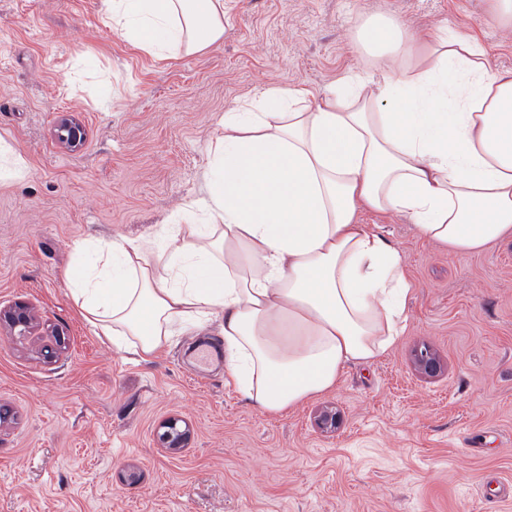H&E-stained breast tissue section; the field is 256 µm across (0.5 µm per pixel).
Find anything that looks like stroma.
<instances>
[{"mask_svg":"<svg viewBox=\"0 0 512 512\" xmlns=\"http://www.w3.org/2000/svg\"><path fill=\"white\" fill-rule=\"evenodd\" d=\"M490 0H227L223 39L159 60L118 36L100 0H0V138L27 160L0 184V309L27 304L28 336L0 326V512H512V236L477 253L429 243L403 214L362 212L403 256L402 336L345 367L334 390L268 415L190 350L217 324L135 362L96 334L64 279L77 244L136 238L205 200L225 112L269 87L320 93L370 71L361 21L413 38L474 35L512 69V26ZM87 130L63 149L60 113ZM442 363L420 375L412 353ZM335 411V427L318 417ZM179 419L186 447L164 448Z\"/></svg>","mask_w":512,"mask_h":512,"instance_id":"1","label":"stroma"}]
</instances>
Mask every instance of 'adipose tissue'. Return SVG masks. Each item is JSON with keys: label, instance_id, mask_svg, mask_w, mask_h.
Here are the masks:
<instances>
[{"label": "adipose tissue", "instance_id": "ef3b65f1", "mask_svg": "<svg viewBox=\"0 0 512 512\" xmlns=\"http://www.w3.org/2000/svg\"><path fill=\"white\" fill-rule=\"evenodd\" d=\"M102 7L157 58L224 36V0ZM357 40L376 75L321 94L274 87L225 113L209 203L187 201L157 233L79 246L66 283L117 350L148 361L217 321L225 374L278 415L405 330L403 258L360 212L407 215L461 253L512 235V69H492L465 34L416 41L386 17L361 23Z\"/></svg>", "mask_w": 512, "mask_h": 512}]
</instances>
